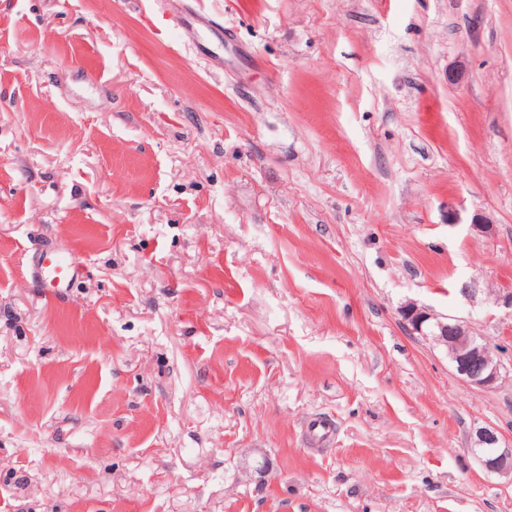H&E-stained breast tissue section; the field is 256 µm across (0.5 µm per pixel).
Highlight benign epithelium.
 <instances>
[{
	"label": "benign epithelium",
	"instance_id": "obj_1",
	"mask_svg": "<svg viewBox=\"0 0 512 512\" xmlns=\"http://www.w3.org/2000/svg\"><path fill=\"white\" fill-rule=\"evenodd\" d=\"M400 313L410 331L447 349L456 373L469 386L492 389L506 377L496 350L466 321L438 317L414 302L402 306ZM470 452L485 470L512 476V448L501 447L494 430H476Z\"/></svg>",
	"mask_w": 512,
	"mask_h": 512
}]
</instances>
